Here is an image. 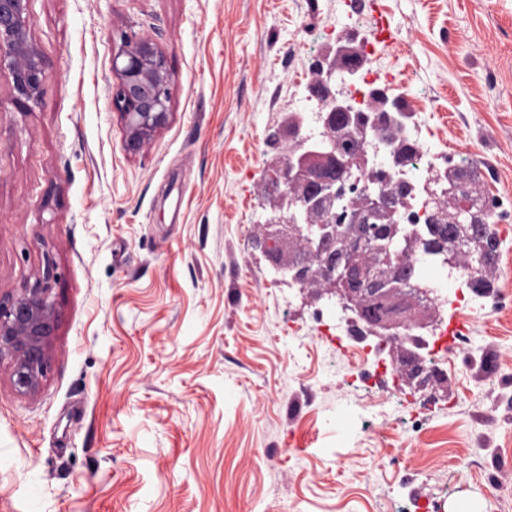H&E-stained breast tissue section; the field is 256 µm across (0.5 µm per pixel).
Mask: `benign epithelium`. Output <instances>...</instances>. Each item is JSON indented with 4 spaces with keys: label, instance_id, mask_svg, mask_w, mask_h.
Listing matches in <instances>:
<instances>
[{
    "label": "benign epithelium",
    "instance_id": "obj_1",
    "mask_svg": "<svg viewBox=\"0 0 512 512\" xmlns=\"http://www.w3.org/2000/svg\"><path fill=\"white\" fill-rule=\"evenodd\" d=\"M28 2L0 0V69L9 70L18 103L38 101L44 78V60L30 38ZM348 52L344 45L337 47L332 59L318 62V74L332 82L338 75L355 80L356 69L344 66ZM112 72L117 79L112 105L124 125L125 147L139 151L169 119L167 57L148 37L125 40L113 51ZM309 93L321 104L324 124L336 117L362 132L375 126L368 116L354 111L345 98L333 93V86L322 82ZM373 96L379 102L381 118L387 120L401 111L399 101L387 93L377 90ZM334 159L335 137L329 133L288 154L280 175L271 179L282 215L267 220L276 230L262 248L274 250L280 235L288 233L302 248L283 281L300 286L314 278L329 281L346 308L366 313L381 326L395 325L405 308L395 300L403 288L397 283L400 253L392 250V243L403 239L404 252L412 245V239L403 235L398 210L409 190L404 187L393 195L359 184L357 173L369 166V157L358 146L344 163L345 179L339 184L327 183L314 164ZM56 277L55 264L49 258L34 279L0 294V363H8L13 385L23 394L36 393L47 372L48 349L57 327L51 300ZM399 361L408 378L421 372L419 353L410 351Z\"/></svg>",
    "mask_w": 512,
    "mask_h": 512
}]
</instances>
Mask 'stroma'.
Listing matches in <instances>:
<instances>
[{
	"label": "stroma",
	"mask_w": 512,
	"mask_h": 512,
	"mask_svg": "<svg viewBox=\"0 0 512 512\" xmlns=\"http://www.w3.org/2000/svg\"><path fill=\"white\" fill-rule=\"evenodd\" d=\"M38 102L0 73V293L46 259L58 315L40 390L0 366V512H489L512 485V299L468 324L424 442L394 402L320 374L315 288L275 281L300 244L260 247L268 179L342 18L391 23L376 63L424 138L478 160L512 209V0H29ZM150 37L169 120L128 152L112 51ZM375 427L351 433L334 412ZM403 458L391 465L394 455ZM39 483L31 502L30 483Z\"/></svg>",
	"instance_id": "stroma-1"
}]
</instances>
